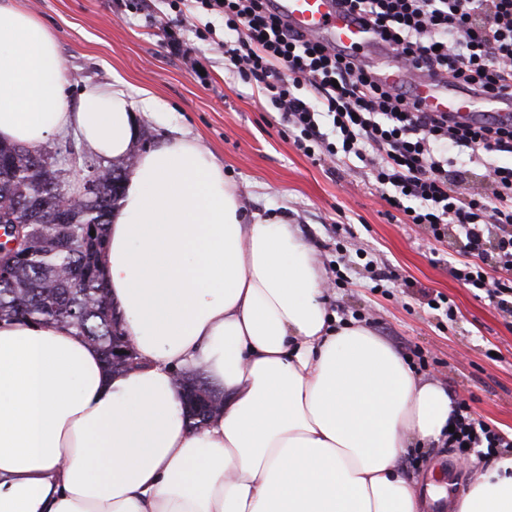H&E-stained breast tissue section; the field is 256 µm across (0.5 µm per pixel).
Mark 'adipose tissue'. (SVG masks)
Segmentation results:
<instances>
[{
	"label": "adipose tissue",
	"mask_w": 512,
	"mask_h": 512,
	"mask_svg": "<svg viewBox=\"0 0 512 512\" xmlns=\"http://www.w3.org/2000/svg\"><path fill=\"white\" fill-rule=\"evenodd\" d=\"M158 99L123 81L65 101L54 33L0 0V141L76 129L132 158L100 268L138 368L112 374L73 327L0 322V512H422L399 460L442 442L453 400L372 329L325 306L296 225L246 212L214 154L178 136L131 154ZM224 405L191 429L176 376ZM453 512H512V452Z\"/></svg>",
	"instance_id": "adipose-tissue-1"
}]
</instances>
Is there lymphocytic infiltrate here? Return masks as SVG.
Segmentation results:
<instances>
[{"instance_id":"obj_1","label":"lymphocytic infiltrate","mask_w":512,"mask_h":512,"mask_svg":"<svg viewBox=\"0 0 512 512\" xmlns=\"http://www.w3.org/2000/svg\"><path fill=\"white\" fill-rule=\"evenodd\" d=\"M195 12L223 15L233 40L219 42L224 60L256 84L296 133L294 143L315 161L354 158L370 171L381 198L403 223L434 240L457 232L467 258L452 273L485 291L500 308L512 303V124L449 122L420 111L403 86L380 84L344 50L285 24L273 0H192ZM401 64L445 75L451 85L489 100L512 91V0H351ZM483 158L490 196L463 197L444 145ZM451 448L495 451L512 438L457 401L449 420Z\"/></svg>"}]
</instances>
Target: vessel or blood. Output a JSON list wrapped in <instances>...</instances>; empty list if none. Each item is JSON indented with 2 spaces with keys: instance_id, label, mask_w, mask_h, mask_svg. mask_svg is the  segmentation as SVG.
Returning <instances> with one entry per match:
<instances>
[{
  "instance_id": "b4317fda",
  "label": "vessel or blood",
  "mask_w": 512,
  "mask_h": 512,
  "mask_svg": "<svg viewBox=\"0 0 512 512\" xmlns=\"http://www.w3.org/2000/svg\"><path fill=\"white\" fill-rule=\"evenodd\" d=\"M279 15L297 30L335 45L356 58L382 50L379 35L356 19L338 0H273ZM380 80L406 84L412 89L419 109L445 112L462 123L483 121L472 95L458 92L442 76H419L414 69L387 60L378 72Z\"/></svg>"
}]
</instances>
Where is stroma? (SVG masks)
<instances>
[{
  "label": "stroma",
  "instance_id": "stroma-1",
  "mask_svg": "<svg viewBox=\"0 0 512 512\" xmlns=\"http://www.w3.org/2000/svg\"><path fill=\"white\" fill-rule=\"evenodd\" d=\"M54 33L63 62L66 102L76 106L86 85L123 78L145 88L165 109L140 117L134 145L142 151L179 130L209 149L237 185L244 208L298 225L328 280L344 276L327 294V307L343 320L356 319L403 357L422 356L416 375L439 381L467 399L482 420L512 434V314L483 291L458 282L450 268L464 257V238L442 242L400 221L380 199L362 163L350 159L319 164L294 144L277 112L266 108L255 84L245 83L224 62L215 43L224 40V18L197 14L183 40L199 62L192 71L164 44L176 16L164 0H25ZM209 26L212 41L196 38ZM395 269L400 279L374 288L367 260ZM439 308L428 305L434 294ZM460 454L441 444L407 452L401 466L427 491L438 470H456L458 486L468 474Z\"/></svg>",
  "mask_w": 512,
  "mask_h": 512
}]
</instances>
